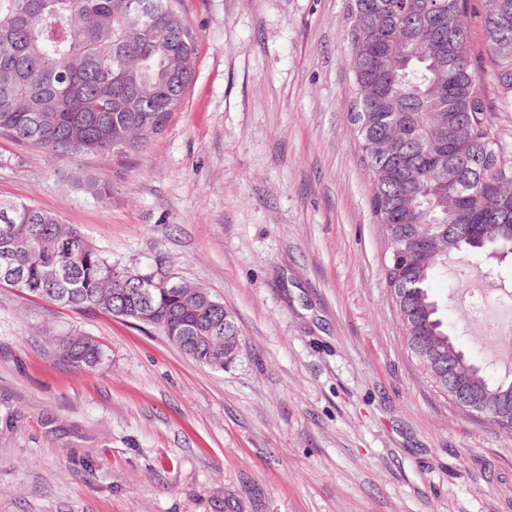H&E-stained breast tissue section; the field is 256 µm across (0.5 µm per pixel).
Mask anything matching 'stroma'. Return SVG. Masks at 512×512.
Here are the masks:
<instances>
[{
	"instance_id": "obj_1",
	"label": "stroma",
	"mask_w": 512,
	"mask_h": 512,
	"mask_svg": "<svg viewBox=\"0 0 512 512\" xmlns=\"http://www.w3.org/2000/svg\"><path fill=\"white\" fill-rule=\"evenodd\" d=\"M348 6L183 0L194 79L122 161L0 138V198L208 289L241 329L218 370L159 328L0 288V512H512V436L435 392L389 301ZM480 273L510 280L512 257L454 256L429 292L496 379L512 366L460 299ZM71 336L104 363L71 364Z\"/></svg>"
}]
</instances>
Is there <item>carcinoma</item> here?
Listing matches in <instances>:
<instances>
[{
  "instance_id": "obj_1",
  "label": "carcinoma",
  "mask_w": 512,
  "mask_h": 512,
  "mask_svg": "<svg viewBox=\"0 0 512 512\" xmlns=\"http://www.w3.org/2000/svg\"><path fill=\"white\" fill-rule=\"evenodd\" d=\"M491 0L484 27L492 69L475 72L469 0H351L348 31L358 95L352 121L373 183L370 211L401 249L388 254L385 287L408 352L452 354L459 380L493 399L491 382L448 336L429 282L463 250L512 255V156L492 131L485 82L512 109V17ZM196 37L180 0H0V136L53 154L120 160L163 132L195 74ZM130 278L112 281L113 271ZM155 274L112 261L75 225L31 204L0 198V288L72 309L134 319L184 338L195 361L224 369V309L204 288L185 304ZM194 336L212 343L196 347ZM93 340L61 351L93 368Z\"/></svg>"
}]
</instances>
